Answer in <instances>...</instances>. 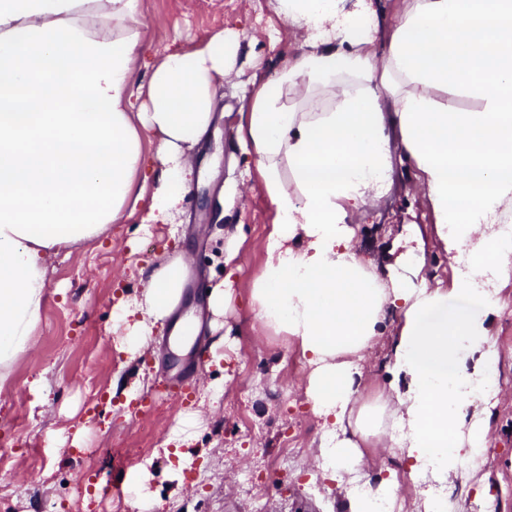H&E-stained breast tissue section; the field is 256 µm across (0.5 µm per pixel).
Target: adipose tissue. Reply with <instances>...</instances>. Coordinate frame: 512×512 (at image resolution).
I'll return each mask as SVG.
<instances>
[{"instance_id":"ef3b65f1","label":"adipose tissue","mask_w":512,"mask_h":512,"mask_svg":"<svg viewBox=\"0 0 512 512\" xmlns=\"http://www.w3.org/2000/svg\"><path fill=\"white\" fill-rule=\"evenodd\" d=\"M304 27L309 50L254 90L238 127L275 220L251 298L263 328L293 338L308 369L306 397L322 419L317 460L336 478L356 472L363 445L388 442L429 485L425 512H459L441 486L483 464L500 361L490 325L500 311L489 275L512 277V0H407L373 54L366 0H275ZM140 0H0V386L33 346L47 258L96 239L147 206L173 219L192 174L188 155L209 130L239 40L215 32L166 53L135 84ZM306 87L302 107L289 88ZM482 103L457 111L449 92ZM153 138L156 167L143 147ZM402 150L426 186L449 258L469 268L452 288L361 257L349 222L382 198ZM184 255L147 273L127 351L179 303ZM401 320L390 372L398 404L358 405L359 362L388 308ZM397 480L352 489L345 512H392Z\"/></svg>"}]
</instances>
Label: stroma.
<instances>
[{"label":"stroma","mask_w":512,"mask_h":512,"mask_svg":"<svg viewBox=\"0 0 512 512\" xmlns=\"http://www.w3.org/2000/svg\"><path fill=\"white\" fill-rule=\"evenodd\" d=\"M147 32L138 82L148 63L168 49L221 30L246 47L218 93L222 118L193 147L194 173L172 223L147 224L146 208L124 216L99 239L47 260L45 302L32 349L0 390V512H344L347 483L323 476L315 462L321 421L304 393L305 363L292 339L262 329L251 288L265 260L274 208L252 160L236 143L241 112L257 82L307 51L305 30L283 24L271 0H142ZM391 193L354 213L361 255L384 268L413 248L417 225L425 252L422 277L453 286L455 272L437 239L426 189L408 163L396 166ZM242 242L237 272L224 256ZM190 257L187 288L178 307L202 321L189 352L170 350L172 321L153 326L146 345L123 349L125 324L113 306L136 301L151 264L163 254ZM223 284L224 313L208 309L209 292ZM501 312L491 333L500 351L498 373L507 385L490 420L481 471L447 492L463 512L495 502L512 512V280L500 285ZM397 314L386 320L362 367L360 389L376 399L389 389L386 370ZM191 380L194 399L181 405L161 394L163 382ZM146 394L157 402L136 413ZM194 414L191 437L175 444L182 418ZM80 449H73V437ZM191 463L171 479L178 453ZM142 468V486L106 490ZM408 462L385 451L368 453L366 481L396 477L406 493L401 512H424L423 496L408 478Z\"/></svg>","instance_id":"35a3bbf8"}]
</instances>
